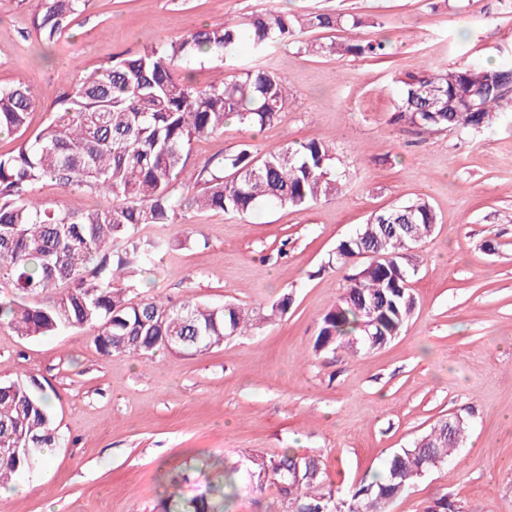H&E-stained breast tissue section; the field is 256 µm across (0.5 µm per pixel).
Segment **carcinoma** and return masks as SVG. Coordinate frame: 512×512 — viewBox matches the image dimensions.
I'll return each instance as SVG.
<instances>
[{
  "label": "carcinoma",
  "mask_w": 512,
  "mask_h": 512,
  "mask_svg": "<svg viewBox=\"0 0 512 512\" xmlns=\"http://www.w3.org/2000/svg\"><path fill=\"white\" fill-rule=\"evenodd\" d=\"M87 0H43L32 19L47 43L68 29ZM357 27L351 14L312 12L302 18L280 11L249 20L251 51L261 57L276 44L292 43L320 55L377 57L389 40L313 44L299 38L305 28L332 31ZM241 45L240 23L226 19L157 47L125 53L85 73L59 102L53 118L28 132L37 103L28 85L0 88V135L17 141L0 154V321L26 338L89 328L105 356L151 359L160 350L205 354L224 338L247 328L240 307L224 303L174 304L159 295L138 303L118 284L139 272L159 270L171 243L144 239L141 228L177 224L193 212L220 210L247 217L263 207L306 209L341 195L346 171L334 169L331 140H309L258 154L244 146L197 174L194 192L180 179L191 144L236 120L248 129L277 122L291 93L271 67L255 65L220 83L198 85L183 67L201 59H232ZM399 116L421 131L479 130L500 118L512 92V66H448L408 74L402 80ZM50 181L104 199L94 207H61L35 190ZM438 224L432 207L417 199L371 216L368 224L336 248L335 263L347 267L365 251L371 261L347 277V288L322 317L313 350L346 347L371 351L361 324L375 301L378 325L393 340L413 315L416 300L404 286L411 279L406 251L429 238ZM121 250L115 252L113 247ZM464 421L441 419L409 448L393 452L383 472L340 497L327 486L319 462L286 450L275 457L246 456L244 465L224 467L223 482L192 498L164 493L156 512H226L239 496V474L257 489L277 487L294 512H388L418 474L443 462L466 438ZM60 444L50 397L37 381L0 380V485L30 468V461Z\"/></svg>",
  "instance_id": "1"
}]
</instances>
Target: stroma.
Here are the masks:
<instances>
[{
    "label": "stroma",
    "mask_w": 512,
    "mask_h": 512,
    "mask_svg": "<svg viewBox=\"0 0 512 512\" xmlns=\"http://www.w3.org/2000/svg\"><path fill=\"white\" fill-rule=\"evenodd\" d=\"M41 0H0V86L38 92L30 129L84 71L204 24L252 13L331 11L364 23L337 42L389 39L388 55L337 57L270 48L193 67L220 82L263 62L293 97L280 120L250 131L225 123L193 142L182 179L242 145L264 154L333 139L347 170L340 197L271 208L249 218L221 211L153 224L171 240L157 274L131 301L232 302L252 324L204 355L158 352L141 361L102 355L91 330L25 338L0 323V378L37 379L52 400L62 445L49 466L16 479L0 512H152L167 474L189 469L186 498L225 466L291 448L318 458L331 487L347 491L383 471L438 420L460 416L468 437L389 512H426L441 496L462 512H512V100L489 128L421 132L396 118L399 81L426 68L512 62V0H89L71 29L42 49L31 19ZM417 198L438 216L408 253L416 309L385 347L314 352L323 315L343 295L337 245L376 211ZM289 296L287 314L272 303Z\"/></svg>",
    "instance_id": "obj_1"
}]
</instances>
